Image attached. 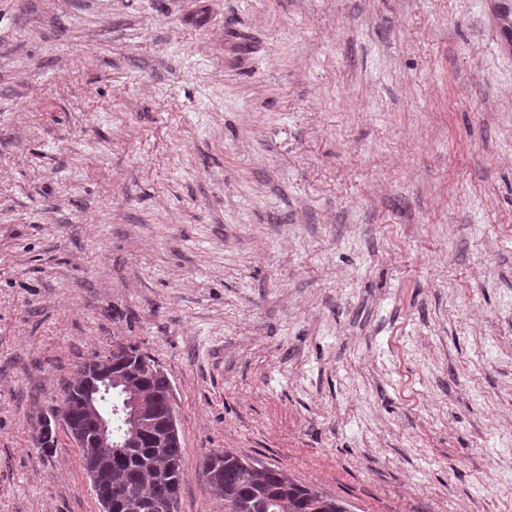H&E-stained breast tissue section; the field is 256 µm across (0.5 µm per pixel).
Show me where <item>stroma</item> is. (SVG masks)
<instances>
[{"mask_svg": "<svg viewBox=\"0 0 512 512\" xmlns=\"http://www.w3.org/2000/svg\"><path fill=\"white\" fill-rule=\"evenodd\" d=\"M496 0H0V512H99L65 432L134 343L176 512L229 450L350 512H512Z\"/></svg>", "mask_w": 512, "mask_h": 512, "instance_id": "stroma-1", "label": "stroma"}]
</instances>
